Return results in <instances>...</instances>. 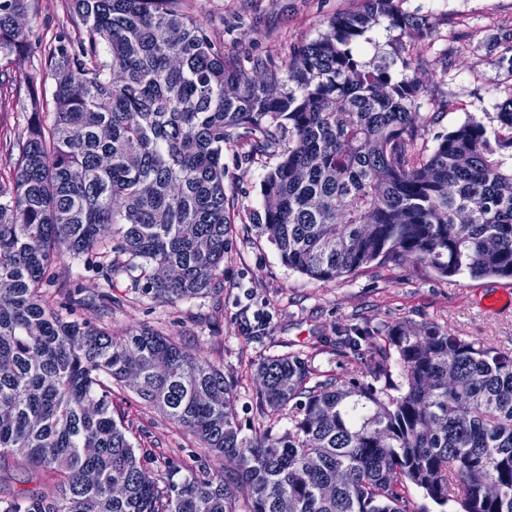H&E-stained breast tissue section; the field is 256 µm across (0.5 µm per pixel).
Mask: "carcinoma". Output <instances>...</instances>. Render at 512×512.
I'll return each mask as SVG.
<instances>
[{
	"label": "carcinoma",
	"instance_id": "carcinoma-1",
	"mask_svg": "<svg viewBox=\"0 0 512 512\" xmlns=\"http://www.w3.org/2000/svg\"><path fill=\"white\" fill-rule=\"evenodd\" d=\"M27 0H0V69L21 57ZM36 74L50 122L18 137L0 181V452L48 475L0 512H512V350L411 320L345 336L362 378L319 375L292 352L254 364L252 435L236 382L150 326L112 335L78 312L112 295L63 280L69 255L170 304L217 295L233 249L224 146L276 162L259 235L314 283L374 262L442 278H512V100L428 145L416 122L421 23L361 0L279 64L251 67L186 0H70ZM403 31L397 59L366 61L373 25ZM400 63L402 72L393 70ZM128 387L197 445L203 467L138 453L112 413ZM288 417L272 436L268 422ZM246 491L239 499L240 491ZM258 386V381L249 371V373L243 377L236 391V407L239 420L242 423L244 432L247 434L251 433L249 429L259 411Z\"/></svg>",
	"mask_w": 512,
	"mask_h": 512
}]
</instances>
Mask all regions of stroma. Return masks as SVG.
I'll return each instance as SVG.
<instances>
[{"instance_id": "1", "label": "stroma", "mask_w": 512, "mask_h": 512, "mask_svg": "<svg viewBox=\"0 0 512 512\" xmlns=\"http://www.w3.org/2000/svg\"><path fill=\"white\" fill-rule=\"evenodd\" d=\"M360 0H191L192 14L224 40L226 55L275 61L316 39L327 20L357 10ZM403 12L431 18L433 33L422 45L429 66L406 75L425 90L421 116L430 120L429 137L448 132L468 118L496 125L497 104L512 98V74L497 59L504 31L512 29V0H401ZM22 25L27 52L0 76V179L10 180L14 164L5 136L25 129L29 114L20 104L30 96L26 76L60 31L77 33L65 0H28ZM450 108H442L443 100ZM251 147L239 141L224 148L225 183L230 197L234 248L224 264L220 298L175 305L155 301L131 286L127 275L112 281L114 335L148 325L177 337L197 357L240 376L236 407L243 428L259 411L258 382L250 364L272 355L302 351L324 374L360 378L356 358L337 353L340 337L405 319L433 322L449 331L498 348H512V278L451 280L417 270L412 264L371 265L340 281L315 284L285 266L266 238L257 235L253 216L261 208L260 184L267 156L250 160ZM504 298L498 308L488 307ZM112 406L137 447L153 456L185 459L194 440L162 412L145 409L127 388L114 389ZM42 474L24 467L20 456H0V499L43 486Z\"/></svg>"}]
</instances>
